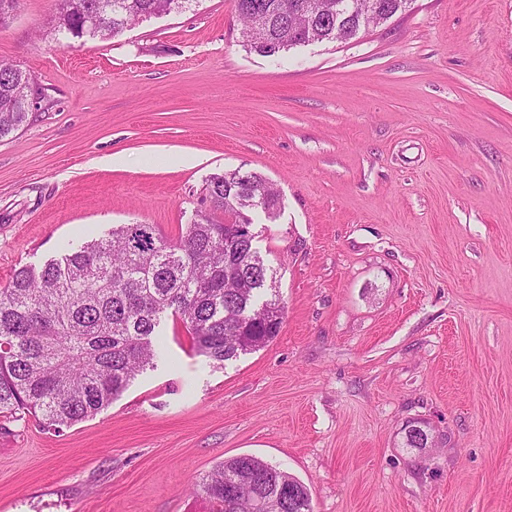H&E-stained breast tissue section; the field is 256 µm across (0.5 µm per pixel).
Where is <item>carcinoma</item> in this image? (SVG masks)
I'll use <instances>...</instances> for the list:
<instances>
[{
	"instance_id": "carcinoma-1",
	"label": "carcinoma",
	"mask_w": 512,
	"mask_h": 512,
	"mask_svg": "<svg viewBox=\"0 0 512 512\" xmlns=\"http://www.w3.org/2000/svg\"><path fill=\"white\" fill-rule=\"evenodd\" d=\"M53 31L77 38L102 0H56ZM122 14H106L100 40L117 37L134 22L166 14L175 0H127ZM246 29L264 31L243 46L265 57L310 41L336 39V25L313 10L316 0H235ZM347 23L363 24L366 0H339ZM386 23L410 0H373ZM29 74L0 59V137L29 120L6 98ZM266 178L239 169L205 183L210 209L175 241L157 236L151 224H120L102 239L39 269L17 270L0 287V417L27 414L59 430L98 414L137 375L154 366L158 319L182 322L194 351L216 365L267 346L279 334L285 305L253 241L234 224L216 220L227 211L252 209L244 193ZM428 430L405 428L407 448L425 447ZM198 490L211 512H255V496L272 512H314L307 487L290 473L253 455L224 460L202 478Z\"/></svg>"
}]
</instances>
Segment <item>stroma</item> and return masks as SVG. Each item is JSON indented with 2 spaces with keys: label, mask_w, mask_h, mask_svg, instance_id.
I'll list each match as a JSON object with an SVG mask.
<instances>
[{
  "label": "stroma",
  "mask_w": 512,
  "mask_h": 512,
  "mask_svg": "<svg viewBox=\"0 0 512 512\" xmlns=\"http://www.w3.org/2000/svg\"><path fill=\"white\" fill-rule=\"evenodd\" d=\"M19 0L0 58L41 93L0 139V287L118 224L176 239L207 178L279 194L253 216L285 306L215 367L163 317L153 368L97 415L0 431V512H210L250 454L314 512H512V0H413L346 42L244 48L234 0L107 41L43 38ZM427 426L430 447H404Z\"/></svg>",
  "instance_id": "35a3bbf8"
}]
</instances>
